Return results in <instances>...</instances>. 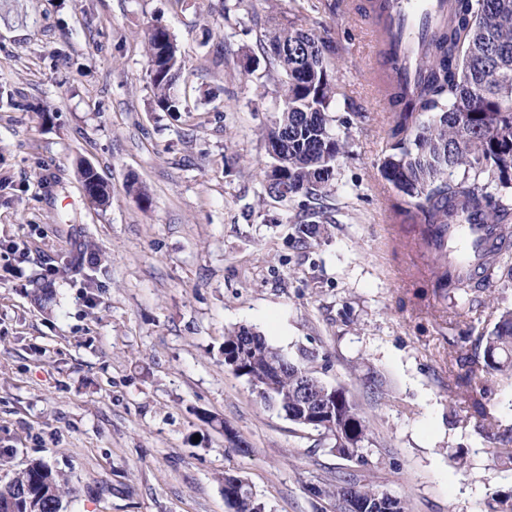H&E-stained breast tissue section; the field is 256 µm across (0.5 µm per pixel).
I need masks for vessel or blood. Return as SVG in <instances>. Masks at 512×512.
<instances>
[{
  "mask_svg": "<svg viewBox=\"0 0 512 512\" xmlns=\"http://www.w3.org/2000/svg\"><path fill=\"white\" fill-rule=\"evenodd\" d=\"M369 41L376 58L374 79L413 88L422 73L421 47L445 18L447 0H367ZM494 225L470 216L467 223L449 230L448 243L459 262L479 264L480 243L493 239Z\"/></svg>",
  "mask_w": 512,
  "mask_h": 512,
  "instance_id": "obj_1",
  "label": "vessel or blood"
}]
</instances>
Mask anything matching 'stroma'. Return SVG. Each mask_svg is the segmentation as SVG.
<instances>
[{
    "instance_id": "35a3bbf8",
    "label": "stroma",
    "mask_w": 512,
    "mask_h": 512,
    "mask_svg": "<svg viewBox=\"0 0 512 512\" xmlns=\"http://www.w3.org/2000/svg\"><path fill=\"white\" fill-rule=\"evenodd\" d=\"M362 3L0 0V485L44 462L74 491L66 512H229L228 473L266 512H336L313 489L339 470L413 512H490L512 488L497 451L512 380L484 371L475 342L512 308V258L489 303L437 291L425 226L395 213L381 173L392 114L369 80ZM292 23L328 46L346 137L328 232L304 245V198L262 194L279 77L243 65ZM155 25L184 61L177 112L147 77ZM85 163L108 206L89 204ZM87 241L102 262L86 275L71 261ZM242 325L348 390L370 427L359 456L225 368L224 335Z\"/></svg>"
}]
</instances>
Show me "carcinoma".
I'll return each mask as SVG.
<instances>
[{"instance_id": "carcinoma-1", "label": "carcinoma", "mask_w": 512, "mask_h": 512, "mask_svg": "<svg viewBox=\"0 0 512 512\" xmlns=\"http://www.w3.org/2000/svg\"><path fill=\"white\" fill-rule=\"evenodd\" d=\"M270 46L285 53L283 59L270 54L268 70L283 76L288 105L263 132L266 140L279 137L284 151L279 174L263 183V195L278 201L326 197L329 181L319 184L315 179L344 149V141L330 126L337 91L325 61L326 45L291 25L275 32ZM145 54L157 106L179 111L176 90L183 65L175 39L167 29L153 26ZM422 66L424 76L415 89L390 84L380 88L395 113L392 153L382 173L402 193L393 210L420 216L428 226L424 243L441 258L448 254V227L460 223L463 214H479L484 223L498 226L499 236L484 248L477 270L466 271L448 261L438 271L441 291L475 298L497 275L502 253L512 249V0H448V22L427 44ZM461 112L469 116L464 134L456 126ZM457 174L462 178L456 179ZM326 221L324 208L307 211L294 225L295 238L306 242L320 235ZM478 342L484 345L483 368L512 379V310L503 312ZM224 345L243 355L244 377L258 368L278 366L268 401L291 421L303 414L297 394L304 383L326 389L327 402L334 406V426L313 429L334 445L344 440L341 456L357 455L369 440L357 404L343 387L319 380L308 366V355L287 358L265 336L244 326L225 333ZM69 494L67 479L35 462L0 486V512H61ZM313 494L336 501L339 512L351 500L368 512H387L389 503L397 512H412L407 500L393 499L354 475H338Z\"/></svg>"}]
</instances>
